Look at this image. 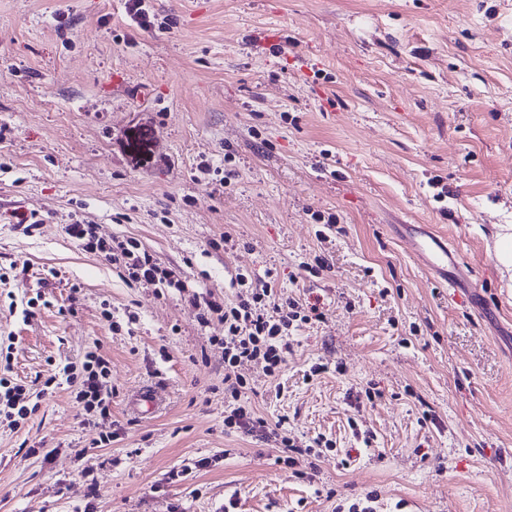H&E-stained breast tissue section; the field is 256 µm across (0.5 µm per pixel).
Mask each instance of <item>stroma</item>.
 <instances>
[{"instance_id": "1", "label": "stroma", "mask_w": 512, "mask_h": 512, "mask_svg": "<svg viewBox=\"0 0 512 512\" xmlns=\"http://www.w3.org/2000/svg\"><path fill=\"white\" fill-rule=\"evenodd\" d=\"M146 8L148 30L126 0H0L10 375L94 352L112 388L93 424L64 383L0 426V512H336L370 491L374 512H512V271L494 254L512 225V0ZM16 211L41 225L4 223ZM73 214L181 267L184 289L129 284L64 233ZM399 224L448 237L474 303ZM227 234L234 248L211 249ZM241 269L324 313L278 376L242 369L259 416L330 440L312 475L224 425V324L199 325L189 298L232 299ZM143 387L146 416L130 405Z\"/></svg>"}]
</instances>
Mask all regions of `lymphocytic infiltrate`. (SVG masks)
Wrapping results in <instances>:
<instances>
[{"mask_svg":"<svg viewBox=\"0 0 512 512\" xmlns=\"http://www.w3.org/2000/svg\"><path fill=\"white\" fill-rule=\"evenodd\" d=\"M64 230L84 250L103 256L120 269L127 282H146L163 288L184 285L180 269L158 263L137 239L110 243L97 237L92 225L77 221L65 225ZM233 286L236 293L232 300L197 294L191 300L200 325H207L215 318L224 323V395L231 407L224 423L264 442L279 438L288 452L302 457L311 455L313 449L321 447L322 438L301 443L278 435L251 407L241 404L248 381L237 369L244 363L258 361L269 375H276L286 362L289 336L304 324L322 319L323 314L317 306L300 303L284 292L275 291L271 282L258 280L248 273L237 274ZM62 374L67 383L77 386L76 399L85 416L106 414L112 390L108 386L109 367L105 358L89 355L82 367H63ZM29 401L28 386L0 374V416L10 428H17L19 420L29 415Z\"/></svg>","mask_w":512,"mask_h":512,"instance_id":"1","label":"lymphocytic infiltrate"}]
</instances>
